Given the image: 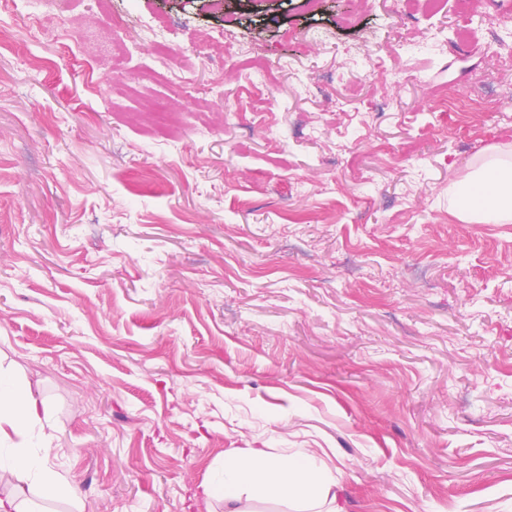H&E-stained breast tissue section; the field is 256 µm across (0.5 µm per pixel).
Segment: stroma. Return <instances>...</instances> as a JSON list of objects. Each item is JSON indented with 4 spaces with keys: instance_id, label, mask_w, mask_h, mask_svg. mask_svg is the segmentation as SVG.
<instances>
[{
    "instance_id": "1",
    "label": "stroma",
    "mask_w": 512,
    "mask_h": 512,
    "mask_svg": "<svg viewBox=\"0 0 512 512\" xmlns=\"http://www.w3.org/2000/svg\"><path fill=\"white\" fill-rule=\"evenodd\" d=\"M511 7L65 0L46 38L0 0V367L81 512H224L239 448L325 452L347 512H512V221L453 211L512 157V63L468 27Z\"/></svg>"
}]
</instances>
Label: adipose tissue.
I'll use <instances>...</instances> for the list:
<instances>
[{
  "mask_svg": "<svg viewBox=\"0 0 512 512\" xmlns=\"http://www.w3.org/2000/svg\"><path fill=\"white\" fill-rule=\"evenodd\" d=\"M456 216L465 222L496 224L512 216V162L493 160L472 173L460 194ZM52 415L29 384L0 368V479L37 487L49 498L77 500L75 488L47 465L52 450ZM343 485L314 452L299 449L276 457L262 448H241L217 467L209 491H222L224 512H249L257 501L275 498L297 512H345Z\"/></svg>",
  "mask_w": 512,
  "mask_h": 512,
  "instance_id": "1",
  "label": "adipose tissue"
}]
</instances>
